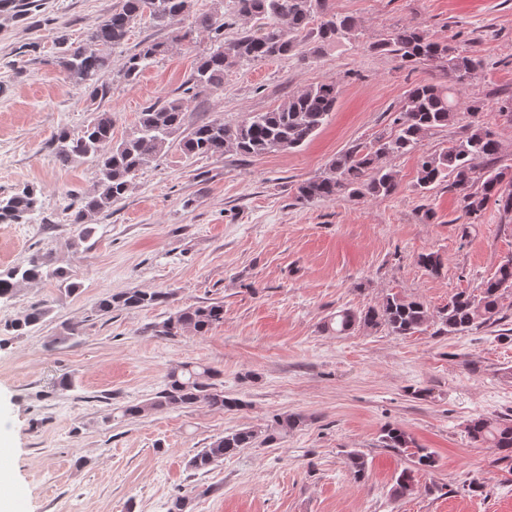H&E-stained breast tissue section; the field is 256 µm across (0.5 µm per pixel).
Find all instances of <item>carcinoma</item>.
<instances>
[{
  "label": "carcinoma",
  "mask_w": 512,
  "mask_h": 512,
  "mask_svg": "<svg viewBox=\"0 0 512 512\" xmlns=\"http://www.w3.org/2000/svg\"><path fill=\"white\" fill-rule=\"evenodd\" d=\"M234 13L253 19L257 25L241 30L233 41L224 42V14H203L195 24L211 34V47L203 55L189 80L183 97L161 106L151 105L139 113L135 131L119 142L112 141V113L95 112L90 122L78 134L62 129L50 141L49 148L56 159L67 164L88 158L98 169V180L92 193L83 197L71 213L76 225V246L86 242L94 232L89 219L112 208V204L127 193L140 168L156 159L172 145L184 153L202 157H221L228 151L244 156L273 151L298 149L309 142L325 125L340 95L339 86L326 82L312 86L268 112H250L238 124L226 125L213 120L184 130L186 101L224 88V70L244 62H259L286 57L306 41L314 43L317 53L330 43L356 38L355 21L326 10V0H232ZM191 0H121L106 17L87 28L78 42L61 34L56 36L57 65L67 77L90 90V97L105 96L107 86L101 77L112 69V50L122 44L130 28L147 19L154 26L168 29L165 41L144 42L136 52L126 56L122 75L134 79L156 56L166 52L169 44L190 40L192 29L172 27V22L187 15ZM317 27H310L314 18ZM406 63H434L433 69L442 75L439 82L419 83L410 88L398 114L393 119L394 131L376 136L368 146L356 144L338 154L328 165V173L315 176L298 187L299 198L310 201H334L361 196H388L396 192L398 183L391 161L417 149L421 138L437 128L458 120L461 112L473 118L466 134L451 141L439 152L420 156L417 186L427 192L448 183V190L457 194L467 224L478 223L489 200L506 214H512V177L495 163L500 159V142L487 123L476 119L482 105L468 101L464 90L481 67L482 61L452 46L433 39L419 23L408 22L391 29L388 37L377 45ZM485 160L487 167L478 174L473 161ZM3 216L11 221L26 223L40 210L36 191L25 187L5 200H0ZM56 279L73 293L80 283L62 268L52 267L49 255L36 250L25 266L0 274V298L13 294L21 283ZM512 289V259L506 260L496 273L482 281L478 294L460 291L447 304L430 310L418 298L397 293L386 295L379 305L359 312L341 311L336 315V332L355 326L386 328L396 336L412 335L428 323L437 326L438 334H460L483 324L500 321L501 299ZM170 291H134L109 296L98 305L107 314L112 304L124 308H141L169 302ZM48 314L44 303H35L27 313L7 325L15 335H23L39 324ZM224 321V305L213 303L181 309L160 325L158 335L176 337L193 331L204 335ZM218 373L208 367L181 365L170 370L165 387L146 405L123 408L122 416L135 418L154 410L163 412L204 404L214 410H239L246 403L224 396V389L214 382ZM303 423V417H278L266 430L264 441L274 442L281 435ZM475 442L486 444L500 454L501 460L512 459V418H473L466 427ZM258 432L243 428L214 439L193 456L188 465L197 471L207 470L224 458L255 443ZM383 447L400 453L411 452L414 468L403 469L392 488L396 498L411 494L416 487L415 471L432 469L434 453L416 445L402 428L388 426L382 431Z\"/></svg>",
  "instance_id": "1"
}]
</instances>
